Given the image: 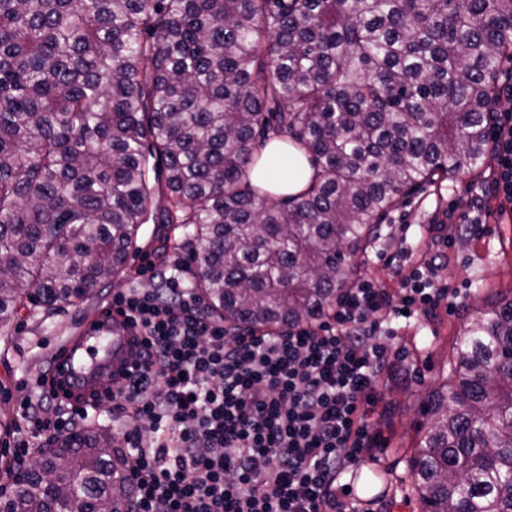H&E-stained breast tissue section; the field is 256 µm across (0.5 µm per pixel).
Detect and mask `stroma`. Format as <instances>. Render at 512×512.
I'll return each mask as SVG.
<instances>
[{"mask_svg":"<svg viewBox=\"0 0 512 512\" xmlns=\"http://www.w3.org/2000/svg\"><path fill=\"white\" fill-rule=\"evenodd\" d=\"M494 174L490 168L481 177L462 173L436 185L416 187L379 224L359 271L360 277L372 279L380 287H396L400 266H413L419 259L414 240H399V225L424 228L447 223L448 207L454 200L475 199L487 205L486 222L479 233L456 236L439 271L442 281L457 292L454 310L435 320L419 317L388 341L391 349L402 350L403 359L396 378L380 383L387 411L376 453L397 480L406 472L411 450L426 424L423 402L448 375L456 336L478 312L501 298L512 297V204L494 198ZM170 233L164 224L141 226L119 289L141 287L136 270L144 255L164 266L177 260L189 263L185 251L162 255L160 241ZM111 297V290L105 289L82 302L50 311L31 306L20 310L9 327L0 331V486L11 481L3 467L14 461L12 426L17 407L22 396H36L49 350L69 336L94 307Z\"/></svg>","mask_w":512,"mask_h":512,"instance_id":"35a3bbf8","label":"stroma"}]
</instances>
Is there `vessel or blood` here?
Returning <instances> with one entry per match:
<instances>
[{
  "label": "vessel or blood",
  "mask_w": 512,
  "mask_h": 512,
  "mask_svg": "<svg viewBox=\"0 0 512 512\" xmlns=\"http://www.w3.org/2000/svg\"><path fill=\"white\" fill-rule=\"evenodd\" d=\"M131 338L123 317L111 309L86 317L71 336L51 348L48 389L73 402L90 399L104 383H116L127 370Z\"/></svg>",
  "instance_id": "vessel-or-blood-1"
}]
</instances>
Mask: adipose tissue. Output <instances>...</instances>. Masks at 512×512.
<instances>
[{
	"label": "adipose tissue",
	"instance_id": "1",
	"mask_svg": "<svg viewBox=\"0 0 512 512\" xmlns=\"http://www.w3.org/2000/svg\"><path fill=\"white\" fill-rule=\"evenodd\" d=\"M281 148V141L271 140L263 152L265 165L255 166L251 174L252 184L265 188L276 197L305 190L313 176L305 154L292 157L282 154Z\"/></svg>",
	"mask_w": 512,
	"mask_h": 512
}]
</instances>
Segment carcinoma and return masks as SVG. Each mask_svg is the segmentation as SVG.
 Here are the masks:
<instances>
[{
  "label": "carcinoma",
  "instance_id": "1",
  "mask_svg": "<svg viewBox=\"0 0 512 512\" xmlns=\"http://www.w3.org/2000/svg\"><path fill=\"white\" fill-rule=\"evenodd\" d=\"M512 0H0V328L26 303L125 276L151 221L183 229L195 288L233 327L320 319L406 191L492 157ZM287 137L314 176L250 182ZM164 204L152 206L156 193ZM512 299L460 332L410 477L423 512H512ZM64 512L121 506L106 429L53 441ZM29 474L13 512H52Z\"/></svg>",
  "mask_w": 512,
  "mask_h": 512
}]
</instances>
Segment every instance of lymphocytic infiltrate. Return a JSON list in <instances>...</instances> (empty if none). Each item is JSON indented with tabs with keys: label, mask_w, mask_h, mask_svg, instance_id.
<instances>
[{
	"label": "lymphocytic infiltrate",
	"mask_w": 512,
	"mask_h": 512,
	"mask_svg": "<svg viewBox=\"0 0 512 512\" xmlns=\"http://www.w3.org/2000/svg\"><path fill=\"white\" fill-rule=\"evenodd\" d=\"M495 195L512 203V113L497 119ZM424 253L396 288L362 279L323 320L281 332L241 334L212 317L185 284L183 263L143 260L148 288L112 296L136 331L133 366L104 402L134 420L114 437L124 451L135 512H361L342 477L372 458L384 414L380 377L398 355L396 324L451 308L452 292ZM42 391L24 398L14 456L73 430L88 408L57 406Z\"/></svg>",
	"instance_id": "1"
}]
</instances>
